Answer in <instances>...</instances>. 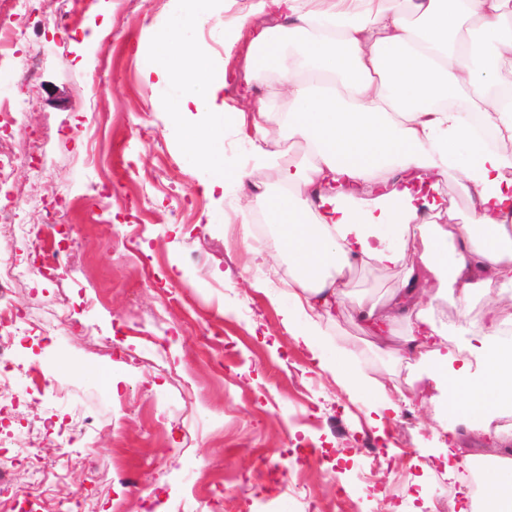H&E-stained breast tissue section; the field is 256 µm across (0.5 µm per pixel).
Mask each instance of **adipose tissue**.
<instances>
[{
  "label": "adipose tissue",
  "instance_id": "1",
  "mask_svg": "<svg viewBox=\"0 0 512 512\" xmlns=\"http://www.w3.org/2000/svg\"><path fill=\"white\" fill-rule=\"evenodd\" d=\"M212 2L190 0L181 25L162 29L153 51L198 112L182 120V140L208 171L206 191L246 177L210 150L234 120L257 134L254 164L281 168L280 188L258 194L256 204L290 264L288 295L309 320L297 329L285 319L296 345L346 392L371 387V379L330 363L314 336L320 323L335 321L353 266H406L390 302L360 299L356 311L382 343L394 324H406L416 359L411 381L433 387L440 426L453 414L488 430L512 408V348L499 342L502 309L493 298L496 286L512 285V153L503 148L512 143V101L488 92L494 73L512 68V0H256L255 10L279 23L250 31L248 77L287 94L291 107L281 117L261 105L227 111L225 77L184 38ZM469 19L490 58L468 46ZM469 88L477 95L468 112L495 130L498 148H479L467 112L452 106ZM287 138L307 146L298 166L282 162L278 146ZM421 170L453 173L456 191L472 201L469 215L457 218L445 199L413 190L409 181ZM414 240L422 249L412 256ZM442 295L486 299L469 357L425 344L438 333L427 302Z\"/></svg>",
  "mask_w": 512,
  "mask_h": 512
}]
</instances>
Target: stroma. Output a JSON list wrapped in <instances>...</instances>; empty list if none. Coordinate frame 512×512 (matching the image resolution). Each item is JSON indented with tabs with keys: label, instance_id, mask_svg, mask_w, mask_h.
Masks as SVG:
<instances>
[{
	"label": "stroma",
	"instance_id": "obj_1",
	"mask_svg": "<svg viewBox=\"0 0 512 512\" xmlns=\"http://www.w3.org/2000/svg\"><path fill=\"white\" fill-rule=\"evenodd\" d=\"M255 0H214L190 41L227 75L229 106L272 101L287 113L285 96L246 80V42H224V25L247 15L252 28L269 26ZM182 0H98L79 30H47L18 66L36 64L37 80L20 91L0 76V98L30 104L7 145L40 143L39 177L18 169L6 190L25 206L26 223L53 208L69 236L90 237L62 283L42 278L15 286V306L35 324L61 326L51 345L20 347L21 360L39 366L48 385L28 395L10 420L19 443L37 441L42 469L58 467L64 439L43 426L54 406L65 427L83 414L98 425L89 437L90 468H69L51 484L50 503L73 491L88 495L95 512L122 503L139 512L138 498L119 484L123 465L148 494L154 512H212L216 487L228 499L250 501L252 512H304L317 501L328 512H432L457 500L468 506L448 469L474 465L490 473L512 453V429L442 432L430 403L414 401L386 425L381 453L362 448L373 430L368 413L375 390L347 394L294 345L283 324L286 259H273L270 238L244 237L239 206L255 189L276 191L279 171L257 167L251 144L232 123L216 148L227 166L245 169L243 184L205 193L207 174L181 148L174 108L181 93L160 80L150 50L159 28L183 17ZM96 135L97 157L84 136ZM142 211L147 230L134 254L109 248L113 230ZM405 268L357 266L349 298L335 322L322 324L328 353L348 345L351 369L382 380L390 397L408 391L402 336L387 351L356 318L351 299L387 298ZM437 326L470 339L482 323L483 302L434 299ZM452 445V459L439 450Z\"/></svg>",
	"mask_w": 512,
	"mask_h": 512
}]
</instances>
